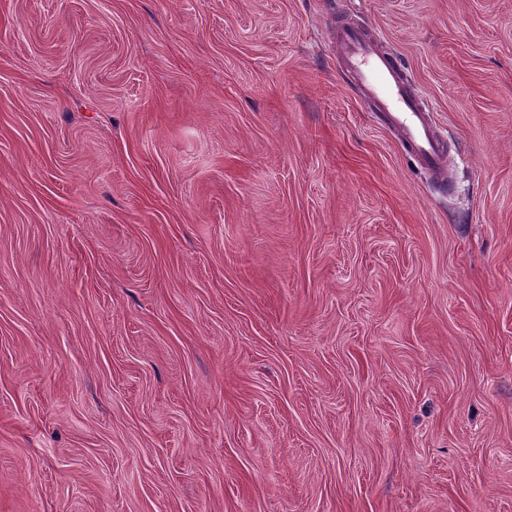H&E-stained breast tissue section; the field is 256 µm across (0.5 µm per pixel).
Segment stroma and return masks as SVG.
<instances>
[{
  "instance_id": "stroma-1",
  "label": "stroma",
  "mask_w": 512,
  "mask_h": 512,
  "mask_svg": "<svg viewBox=\"0 0 512 512\" xmlns=\"http://www.w3.org/2000/svg\"><path fill=\"white\" fill-rule=\"evenodd\" d=\"M0 512H512V0H0ZM336 51L353 75L361 101L378 112L383 125L399 134L403 148L422 169L444 184L448 155L424 98L408 87L398 57L385 49L372 30L337 25Z\"/></svg>"
}]
</instances>
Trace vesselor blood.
Segmentation results:
<instances>
[{
	"label": "vessel or blood",
	"instance_id": "b4317fda",
	"mask_svg": "<svg viewBox=\"0 0 512 512\" xmlns=\"http://www.w3.org/2000/svg\"><path fill=\"white\" fill-rule=\"evenodd\" d=\"M336 50L353 75L361 101L395 130L403 148L439 183L448 179L444 140L424 98L408 87L398 57L372 30L357 25L336 28Z\"/></svg>",
	"mask_w": 512,
	"mask_h": 512
}]
</instances>
